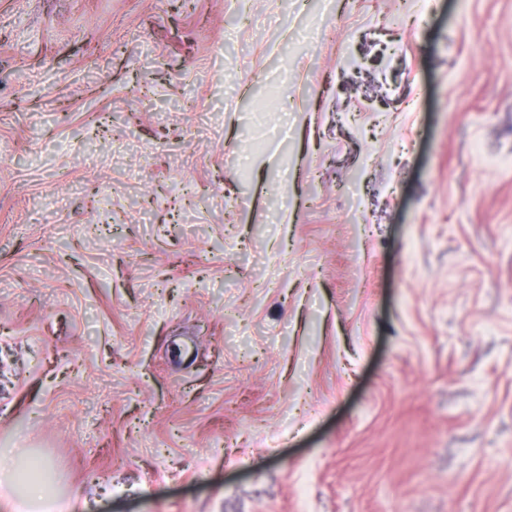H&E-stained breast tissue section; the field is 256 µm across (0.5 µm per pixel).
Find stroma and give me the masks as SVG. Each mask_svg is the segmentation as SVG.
I'll list each match as a JSON object with an SVG mask.
<instances>
[{
  "label": "stroma",
  "instance_id": "obj_1",
  "mask_svg": "<svg viewBox=\"0 0 512 512\" xmlns=\"http://www.w3.org/2000/svg\"><path fill=\"white\" fill-rule=\"evenodd\" d=\"M0 448L79 512H512V0H0Z\"/></svg>",
  "mask_w": 512,
  "mask_h": 512
}]
</instances>
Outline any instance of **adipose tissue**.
Here are the masks:
<instances>
[{
  "label": "adipose tissue",
  "instance_id": "1",
  "mask_svg": "<svg viewBox=\"0 0 512 512\" xmlns=\"http://www.w3.org/2000/svg\"><path fill=\"white\" fill-rule=\"evenodd\" d=\"M24 454V449H9L11 465L0 466V497L7 499L12 512H77L74 502L54 497L47 485L18 480L14 461Z\"/></svg>",
  "mask_w": 512,
  "mask_h": 512
}]
</instances>
